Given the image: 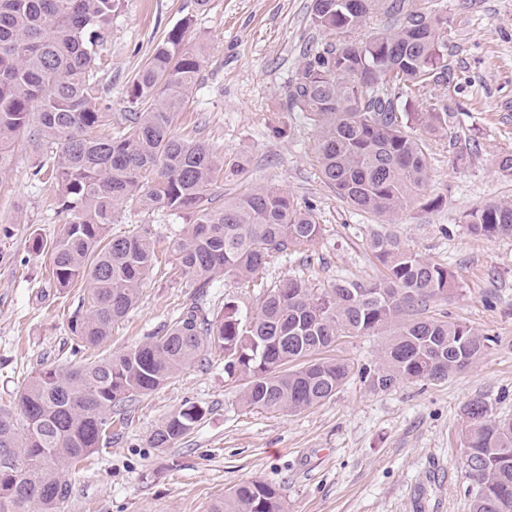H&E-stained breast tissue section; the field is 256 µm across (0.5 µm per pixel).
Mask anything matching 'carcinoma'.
Segmentation results:
<instances>
[{
    "label": "carcinoma",
    "instance_id": "carcinoma-1",
    "mask_svg": "<svg viewBox=\"0 0 512 512\" xmlns=\"http://www.w3.org/2000/svg\"><path fill=\"white\" fill-rule=\"evenodd\" d=\"M121 0H0V174L11 169L19 139L30 136L52 167L67 222L46 245L56 287L87 286V302L68 329L80 348H98L139 303L152 270L165 260L173 276L190 277L198 298L212 282L247 283L256 297L245 313L226 302L209 315L194 304L151 340L77 367L43 368L16 395L22 423L0 411V512H61L70 495L64 471L112 438L113 408L148 394L175 373L224 354V373L244 381V407L292 413L334 395L349 362L322 358L344 336L390 331L379 367L363 371L385 391L400 380L438 382L484 358L492 338L455 321L409 319L453 292L447 266L390 234L371 240L382 267L370 282L340 279L310 288L293 278L262 276L274 257L291 258L322 235L316 209L275 185L224 195L215 187L247 170L200 140L176 136L172 116L197 87L204 57L185 45L191 20L170 29L126 90L129 111L110 132L112 113L99 96L96 60L112 35ZM379 30L359 35L373 18ZM323 42L304 54L288 85L287 110L317 131L322 183L351 209L384 224L427 196L434 137L453 142L443 100L426 112L404 104L451 83L448 14L412 9L410 0H312ZM129 203L186 218L167 249L110 225ZM488 240L512 234V202H487L465 216ZM204 415L194 405L169 414L151 437L154 448L184 438ZM469 512H512V419L497 418L482 397L463 407ZM212 512H284L279 490L245 480Z\"/></svg>",
    "mask_w": 512,
    "mask_h": 512
}]
</instances>
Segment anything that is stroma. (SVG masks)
I'll return each mask as SVG.
<instances>
[{"label": "stroma", "instance_id": "obj_1", "mask_svg": "<svg viewBox=\"0 0 512 512\" xmlns=\"http://www.w3.org/2000/svg\"><path fill=\"white\" fill-rule=\"evenodd\" d=\"M438 2L454 27L448 64L455 75L452 85L432 90L456 125L454 141L437 139L430 159L427 194L442 202L381 225L354 214L322 183L316 131L286 109L305 45L321 41L310 22L311 0H209L203 11L195 0H122L99 72L113 119L126 112L127 85L156 43L191 19L185 44L204 46L206 60L189 103L173 116V133L246 156L243 182L224 184V191H239L245 182L273 184L321 214L323 234L309 261L273 260L269 280L295 277L323 288L339 279H377L380 267L368 242L374 232H387L454 273L450 298L431 303L427 316L465 323L494 344L465 373L375 391L361 371L378 366L386 334L345 337L334 355L353 371L336 396L283 414L243 409L242 381L227 377L223 355L213 354L126 406L111 444L66 470L71 495L62 512H210L246 479L276 485L287 512H469L463 407L481 396L496 416L512 418V236L487 240L464 222L481 204L512 201V177L499 169L512 153V0H413L424 10ZM277 126L287 127V136L275 135ZM40 159L29 143L18 144L11 170L0 176L3 409L36 370L86 360L74 351L68 330L85 287H56L48 255L33 247L34 236L52 240L64 224L50 182L35 173ZM182 227V219L132 204L111 230L146 228L165 245ZM194 297L192 280L156 271L100 355L146 341ZM188 402L204 409L203 420L170 448L151 447L162 421ZM436 464L446 470V482L430 481Z\"/></svg>", "mask_w": 512, "mask_h": 512}]
</instances>
